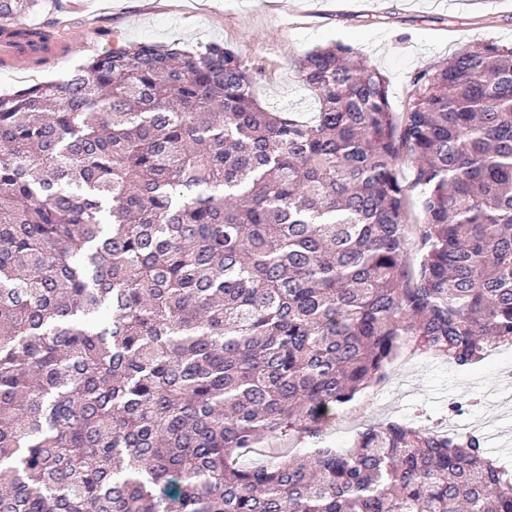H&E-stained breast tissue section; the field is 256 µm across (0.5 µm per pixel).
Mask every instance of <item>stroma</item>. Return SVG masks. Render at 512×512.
<instances>
[{
	"label": "stroma",
	"instance_id": "35a3bbf8",
	"mask_svg": "<svg viewBox=\"0 0 512 512\" xmlns=\"http://www.w3.org/2000/svg\"><path fill=\"white\" fill-rule=\"evenodd\" d=\"M45 0L28 25L52 27L71 45L65 61L36 69L1 68L0 94L66 78L98 52L128 43L219 42L257 76L255 94L269 110L310 117L318 102L297 72L295 59L314 47L352 45L389 82L393 111H403L412 77L480 40L512 44V0H370L342 13L324 0ZM462 406L451 411L450 403ZM420 417L429 427L475 432L492 456L512 461V347L501 346L476 367L402 356L376 395L360 394L324 435L347 446L356 430L373 423Z\"/></svg>",
	"mask_w": 512,
	"mask_h": 512
}]
</instances>
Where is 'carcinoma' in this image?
<instances>
[{
    "instance_id": "1",
    "label": "carcinoma",
    "mask_w": 512,
    "mask_h": 512,
    "mask_svg": "<svg viewBox=\"0 0 512 512\" xmlns=\"http://www.w3.org/2000/svg\"><path fill=\"white\" fill-rule=\"evenodd\" d=\"M296 66L308 121L218 43L0 95V512H512L482 436L414 420L241 463L320 444L399 355L512 344V44L399 118L351 46Z\"/></svg>"
}]
</instances>
